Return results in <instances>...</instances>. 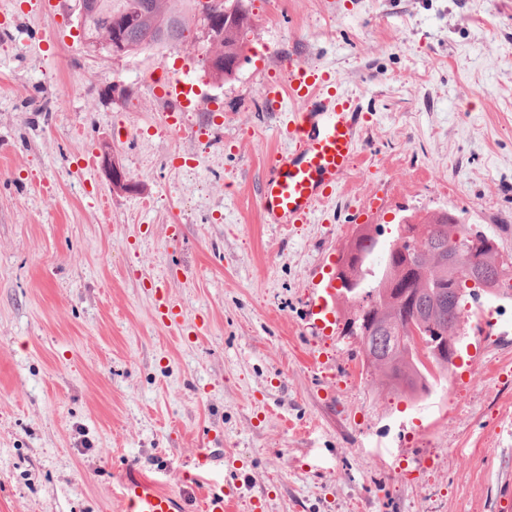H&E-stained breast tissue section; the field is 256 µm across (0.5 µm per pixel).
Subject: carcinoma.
<instances>
[{"mask_svg": "<svg viewBox=\"0 0 512 512\" xmlns=\"http://www.w3.org/2000/svg\"><path fill=\"white\" fill-rule=\"evenodd\" d=\"M195 0H103L102 13L122 18L128 29L125 38L133 54H142L158 46L181 47L199 40ZM253 14L247 6L235 19L224 20V35L207 41L205 57L222 55L233 61L245 59L244 38L251 28ZM408 224H420L423 236H408L397 230V243L387 250L384 266L368 268L367 257L375 252V242L368 240V229L360 230L358 249L366 259L352 267L366 292L373 294L372 320L376 335L362 343V350L379 354L380 363L365 362L366 367L381 372L384 383L395 389L416 394L427 391L430 369L448 370L455 352L440 360L420 357L415 343L398 346L393 336H406L424 321L440 333L457 341L459 325L465 319L466 297H474L464 281L466 269L484 270L492 281L487 292L512 296V255L475 247V240L486 233L470 224H462L446 211L412 216ZM457 255L460 263L451 267L448 257Z\"/></svg>", "mask_w": 512, "mask_h": 512, "instance_id": "1", "label": "carcinoma"}]
</instances>
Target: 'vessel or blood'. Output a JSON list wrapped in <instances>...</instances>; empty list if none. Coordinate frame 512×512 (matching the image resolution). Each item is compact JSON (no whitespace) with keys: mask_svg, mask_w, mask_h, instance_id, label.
Returning a JSON list of instances; mask_svg holds the SVG:
<instances>
[{"mask_svg":"<svg viewBox=\"0 0 512 512\" xmlns=\"http://www.w3.org/2000/svg\"><path fill=\"white\" fill-rule=\"evenodd\" d=\"M325 82L324 73L303 63L289 72V93L304 107L285 131L293 150L272 159L260 191V210L273 223L306 222L357 157V115L349 99L325 92ZM192 480L207 489L204 512H230L235 491L215 479L211 468L200 467ZM114 503L117 512H183L178 496L142 476L119 483Z\"/></svg>","mask_w":512,"mask_h":512,"instance_id":"vessel-or-blood-1","label":"vessel or blood"}]
</instances>
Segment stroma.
<instances>
[{
	"instance_id": "1",
	"label": "stroma",
	"mask_w": 512,
	"mask_h": 512,
	"mask_svg": "<svg viewBox=\"0 0 512 512\" xmlns=\"http://www.w3.org/2000/svg\"><path fill=\"white\" fill-rule=\"evenodd\" d=\"M251 8L216 87L202 47L111 61L76 0H0V512H114L129 472L189 494L203 463L233 512H503L512 298L468 302L452 377L412 396L344 335L356 300L332 324L307 301L363 224L385 250L445 210L512 254V0ZM296 63L360 113L358 157L307 222L268 224ZM185 70L173 127L158 81ZM101 166L108 173L113 189L124 191L129 189V184L120 166L116 163L110 147L104 145L100 152Z\"/></svg>"
}]
</instances>
